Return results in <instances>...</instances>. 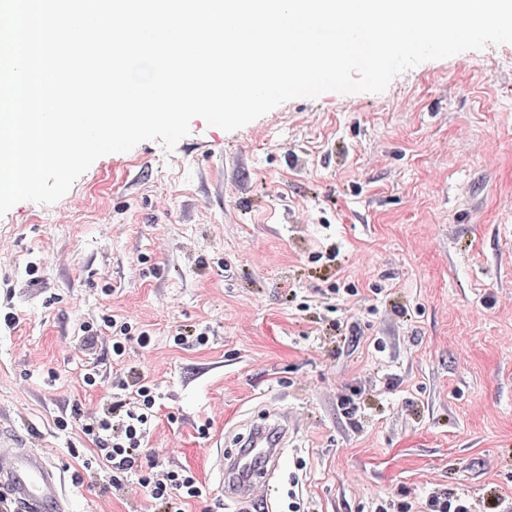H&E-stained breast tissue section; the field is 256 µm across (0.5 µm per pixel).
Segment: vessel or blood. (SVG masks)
Here are the masks:
<instances>
[{
    "mask_svg": "<svg viewBox=\"0 0 512 512\" xmlns=\"http://www.w3.org/2000/svg\"><path fill=\"white\" fill-rule=\"evenodd\" d=\"M287 444L284 415H268L253 427L237 457L225 467V497L238 506L257 497L263 475L279 469ZM0 486L15 512H69L60 475L41 453L5 426H0Z\"/></svg>",
    "mask_w": 512,
    "mask_h": 512,
    "instance_id": "obj_1",
    "label": "vessel or blood"
}]
</instances>
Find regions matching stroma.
Segmentation results:
<instances>
[{"label":"stroma","instance_id":"35a3bbf8","mask_svg":"<svg viewBox=\"0 0 512 512\" xmlns=\"http://www.w3.org/2000/svg\"><path fill=\"white\" fill-rule=\"evenodd\" d=\"M1 311L0 419L70 512H158L81 431L142 380L162 400L138 474L191 472L187 512H234L213 453L273 408L288 449L250 512L512 501V43L97 159L0 217ZM109 316L134 333L119 358ZM194 328L208 343H175ZM430 512H472V503L467 497L457 496L448 499L446 493H433L425 502Z\"/></svg>","mask_w":512,"mask_h":512}]
</instances>
